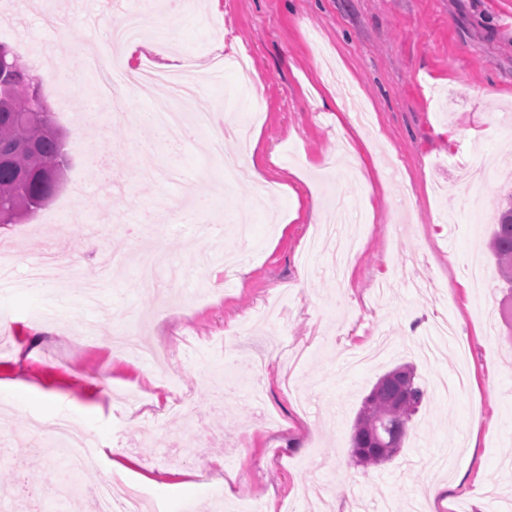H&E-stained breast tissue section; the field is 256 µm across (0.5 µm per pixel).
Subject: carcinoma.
<instances>
[{"mask_svg":"<svg viewBox=\"0 0 512 512\" xmlns=\"http://www.w3.org/2000/svg\"><path fill=\"white\" fill-rule=\"evenodd\" d=\"M34 81L28 67L11 56L4 83L23 89ZM50 122L51 113L44 111L37 99L23 92L9 95L0 91V155L5 158L0 164V224H16L33 212L20 193V183L50 191L57 154V141L45 130ZM23 133L33 146H16ZM489 249L504 284L511 285L505 298L512 301V193L508 207L494 225ZM424 397L412 365L403 364L382 375L364 398L352 427L351 454L356 462L380 466L392 460L386 451L388 441L397 432L407 435Z\"/></svg>","mask_w":512,"mask_h":512,"instance_id":"cac0c4a2","label":"carcinoma"}]
</instances>
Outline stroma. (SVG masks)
Returning a JSON list of instances; mask_svg holds the SVG:
<instances>
[{
	"instance_id": "35a3bbf8",
	"label": "stroma",
	"mask_w": 512,
	"mask_h": 512,
	"mask_svg": "<svg viewBox=\"0 0 512 512\" xmlns=\"http://www.w3.org/2000/svg\"><path fill=\"white\" fill-rule=\"evenodd\" d=\"M72 16L58 47L38 0H0V43L31 70L63 77L42 84L55 123L69 133L62 186L35 216L0 226L14 257L0 287V512H97L83 487L110 481L115 499L142 491L154 512H180L197 485L229 482L260 512H486L512 507V343L501 315L498 267L486 248L498 209L512 202L502 173L512 154V0H200L166 40L145 35L128 68L190 64L198 101L214 115L226 152L263 170L274 198L253 203L255 183L225 188L210 134L171 144L150 123L74 124L89 78V52L119 12L144 0H53ZM266 110L251 120L256 97ZM368 110L377 165L350 175L336 129L340 113ZM250 121L257 145L236 123ZM83 139H76V129ZM213 131V132H214ZM486 173L474 190L449 193L452 155ZM215 201L186 223L172 202L186 191ZM319 197L325 224L354 243L345 282L328 249L310 250L304 214ZM296 221H288L290 212ZM48 251L99 283L98 302L49 282H26ZM165 254L176 282L144 283L140 266ZM431 288H409L407 258ZM456 328L439 358L424 360L435 321ZM132 324L155 344L183 335L172 364L209 429L202 446L176 447L183 417H139L117 390L145 389L165 402L167 378L149 358L113 343ZM228 339L212 347L213 337ZM234 394L214 410L227 353ZM413 365L426 391L400 453L377 467L351 458L352 426L377 380ZM70 417L97 450L80 491H50L63 469L35 455L30 421ZM248 446L236 451L239 437ZM170 491H161V484Z\"/></svg>"
}]
</instances>
